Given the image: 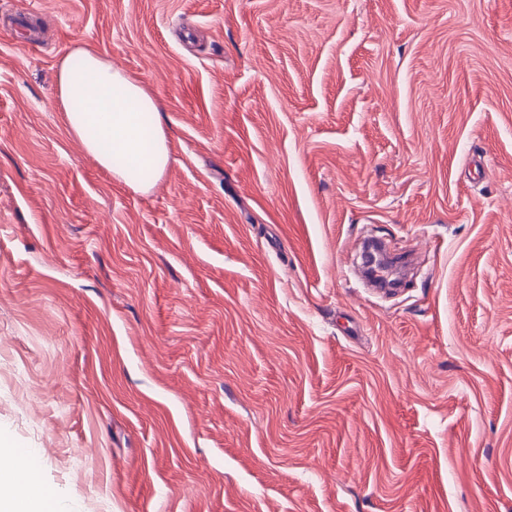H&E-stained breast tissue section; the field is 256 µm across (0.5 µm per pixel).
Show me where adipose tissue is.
Returning <instances> with one entry per match:
<instances>
[{"label": "adipose tissue", "instance_id": "ef3b65f1", "mask_svg": "<svg viewBox=\"0 0 512 512\" xmlns=\"http://www.w3.org/2000/svg\"><path fill=\"white\" fill-rule=\"evenodd\" d=\"M83 66L62 60L58 69L59 109L68 131L109 171L114 180L148 191L170 161L166 135L153 97L105 55L80 50ZM61 505L42 487L28 458L0 448V512H59Z\"/></svg>", "mask_w": 512, "mask_h": 512}]
</instances>
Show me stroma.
<instances>
[{
	"label": "stroma",
	"mask_w": 512,
	"mask_h": 512,
	"mask_svg": "<svg viewBox=\"0 0 512 512\" xmlns=\"http://www.w3.org/2000/svg\"><path fill=\"white\" fill-rule=\"evenodd\" d=\"M77 46L149 192L64 125ZM0 442L70 512H512V0H0ZM58 69L60 112L68 131L117 182L148 191L170 161L166 135L153 97L105 55L78 49Z\"/></svg>",
	"instance_id": "obj_1"
}]
</instances>
